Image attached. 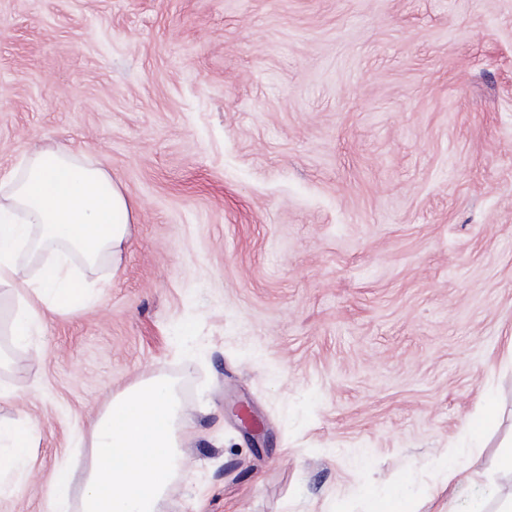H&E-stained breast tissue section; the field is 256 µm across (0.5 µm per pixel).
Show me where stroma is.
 <instances>
[{
  "label": "stroma",
  "instance_id": "1",
  "mask_svg": "<svg viewBox=\"0 0 512 512\" xmlns=\"http://www.w3.org/2000/svg\"><path fill=\"white\" fill-rule=\"evenodd\" d=\"M36 144L134 221L120 266L71 255L91 306L0 330V424L35 434L0 512H47L61 473L81 512L92 421L158 378L188 413L160 512L512 495V0H0V181ZM498 409L494 400L490 399L480 407L475 420L469 424V433L473 440L482 438L487 429H489L497 420ZM376 512H414V496L405 485H392L379 499Z\"/></svg>",
  "mask_w": 512,
  "mask_h": 512
}]
</instances>
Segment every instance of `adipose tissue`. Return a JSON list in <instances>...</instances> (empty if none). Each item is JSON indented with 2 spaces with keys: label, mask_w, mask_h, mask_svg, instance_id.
Returning <instances> with one entry per match:
<instances>
[{
  "label": "adipose tissue",
  "mask_w": 512,
  "mask_h": 512,
  "mask_svg": "<svg viewBox=\"0 0 512 512\" xmlns=\"http://www.w3.org/2000/svg\"><path fill=\"white\" fill-rule=\"evenodd\" d=\"M131 208L104 169L86 165L68 151L37 148L18 173L0 182V287L21 292L9 331L27 345L43 308L68 309L87 297L67 263V252L91 265L119 263L130 233ZM48 255L38 277L31 258ZM34 432L27 426H0V475L25 471Z\"/></svg>",
  "instance_id": "1"
}]
</instances>
